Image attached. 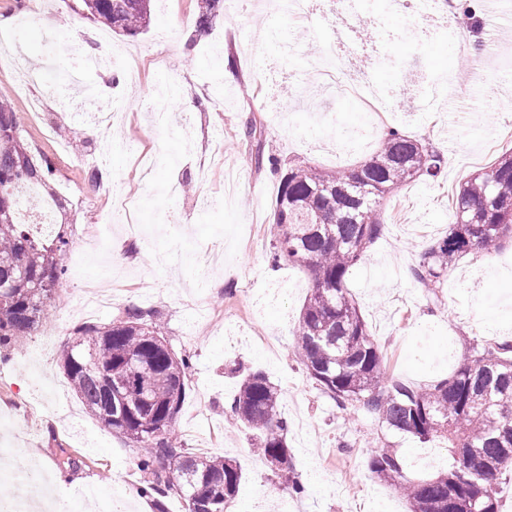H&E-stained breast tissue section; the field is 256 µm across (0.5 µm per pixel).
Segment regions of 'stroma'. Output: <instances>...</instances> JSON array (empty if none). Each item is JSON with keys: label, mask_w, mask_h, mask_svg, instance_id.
<instances>
[{"label": "stroma", "mask_w": 512, "mask_h": 512, "mask_svg": "<svg viewBox=\"0 0 512 512\" xmlns=\"http://www.w3.org/2000/svg\"><path fill=\"white\" fill-rule=\"evenodd\" d=\"M77 0H53L59 30L18 36L39 69L25 93L0 60V92L13 102L25 140L47 152L58 175L51 188L67 200L63 219L70 246L60 262L67 273L53 295L46 319L24 343L0 348V463L48 474L50 488L70 512H187L177 495L131 496L143 482L137 452L123 437L92 419L72 391L59 363L62 346L84 324L74 301L80 282L98 278L113 254L125 258L113 273L119 290L113 305L94 316L104 325L138 306L152 311L176 354H191L193 368L177 425H194L213 453L235 458L243 481L235 512H262L282 500L286 512H409L408 503L366 468L384 441L397 448L408 473L435 475L414 466L419 441L382 426L360 410H343L310 380L294 354V330L310 286L307 270L268 263L271 221L279 178L249 157L254 145L281 167L351 168L369 159L379 139L332 156L319 142L335 141L341 127L360 124L355 100L322 97L313 58L334 36L331 19L313 14L293 19L265 0H224L204 34H197L194 0L154 6L148 30L131 38L111 34L113 46L136 51L141 79L130 88L120 65L80 72L95 88V108L113 112L110 132L75 118L45 92L56 67L69 56L63 31ZM367 42L392 63L371 62L374 80L395 88L419 71L452 76L478 94L452 111L443 131L431 127L438 104L428 97L391 102L396 124L430 143L448 159L442 179H416L388 195L381 207L387 231L354 267L348 287L371 334L383 347L388 377L423 387L447 378L470 346L490 338L512 340V241L499 252H471L457 260L436 288H419L410 272L422 249L455 221L440 193L459 185L474 168L470 155L489 146V159L512 148L503 138L512 120V44L492 57L464 55L441 39L421 44L410 12L390 14L381 34ZM308 87L307 100L285 95L284 82L265 93L268 61ZM233 69L234 80L215 86L210 70ZM169 84L185 91L194 107L172 112L169 125L150 129L155 91ZM275 96L278 113L267 112ZM261 129L259 142L244 136L246 122ZM98 172L90 182V172ZM181 183L177 197L164 193ZM99 226L101 245L88 234ZM273 336L268 354L253 343ZM263 371L281 391L288 446L305 487L293 494L252 449L250 432L228 411L242 374Z\"/></svg>", "instance_id": "35a3bbf8"}]
</instances>
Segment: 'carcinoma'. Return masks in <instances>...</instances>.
<instances>
[{
  "label": "carcinoma",
  "mask_w": 512,
  "mask_h": 512,
  "mask_svg": "<svg viewBox=\"0 0 512 512\" xmlns=\"http://www.w3.org/2000/svg\"><path fill=\"white\" fill-rule=\"evenodd\" d=\"M197 32L206 31L223 0H197ZM93 22L128 37L147 31L151 0H79ZM17 112L0 105V348L31 335L48 315L66 274L59 257L65 232L50 244L18 220L15 188L48 191L52 159L20 136ZM444 155L396 129L365 162L344 170L293 166L281 174L275 199L272 267L288 262L311 273L295 354L306 375L341 409H361L390 430L420 442L442 438L451 458L437 476L407 474L398 450L383 443L368 459L378 479L403 494L411 512H499L500 476L512 469V341L472 347L448 378L414 387L387 377L385 355L347 287L350 271L382 235L379 200L417 178L436 180ZM457 220L428 244L414 279L434 288L458 258L496 252L512 236V150L455 191ZM60 354V365L90 416L140 449L144 490L185 498L188 512H233L243 472L222 455L189 451L172 438L185 398L190 356L166 344L151 312L132 306L109 325L83 324ZM237 422L254 432L255 448L285 478L293 473L281 392L261 371L248 373L230 402Z\"/></svg>",
  "instance_id": "obj_1"
}]
</instances>
